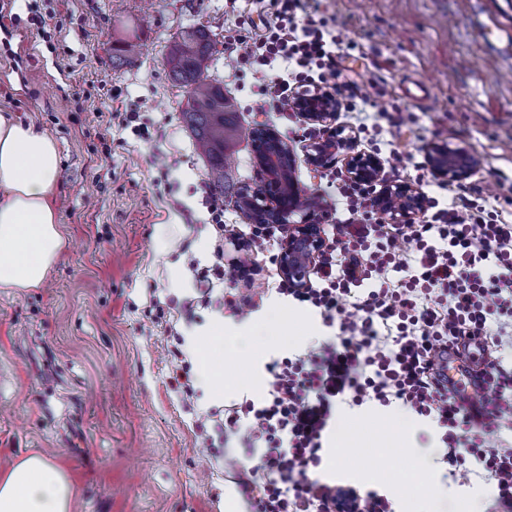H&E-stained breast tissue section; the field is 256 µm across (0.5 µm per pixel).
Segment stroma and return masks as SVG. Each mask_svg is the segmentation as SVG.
<instances>
[{
  "label": "stroma",
  "mask_w": 512,
  "mask_h": 512,
  "mask_svg": "<svg viewBox=\"0 0 512 512\" xmlns=\"http://www.w3.org/2000/svg\"><path fill=\"white\" fill-rule=\"evenodd\" d=\"M225 0H0V109L35 122L56 142L63 251L45 284L0 288V470L38 454L73 488L74 512H224L234 489L228 460L238 437L213 412L261 402L267 366L336 336L317 309L277 293L280 235L235 284L251 312L246 335L225 343L220 361L247 352L231 387L207 383L195 341L227 318L218 298H196L194 271L232 262L255 226L224 200L216 228L200 184L207 164L181 112L186 97L165 59L174 34L203 25L223 43L233 17ZM317 14L339 41L341 107L321 125L342 132L347 153L378 157L377 188L408 182L440 207L455 185L432 176L426 148L465 147L480 166L465 183L512 224V0H319ZM137 29L140 52L112 65V39ZM211 78L238 103L246 129H275L297 159L302 193L322 184L310 166V121L258 108L250 68L229 70L223 50ZM433 93L413 98L417 81ZM136 112L149 136L110 125ZM193 391L170 389L178 359ZM362 423L403 436L389 473L349 450L345 473L330 448L310 479L387 498L393 512H505L493 483L448 478L441 431L401 403L340 405L328 433Z\"/></svg>",
  "instance_id": "obj_1"
}]
</instances>
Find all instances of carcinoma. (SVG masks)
<instances>
[{"label":"carcinoma","mask_w":512,"mask_h":512,"mask_svg":"<svg viewBox=\"0 0 512 512\" xmlns=\"http://www.w3.org/2000/svg\"><path fill=\"white\" fill-rule=\"evenodd\" d=\"M130 38L131 34L125 33L112 43V66L126 63L133 48ZM213 52L212 32L203 25H189L172 37L166 63L170 77L187 97L182 111L183 123L210 167L213 193L222 197L230 180L232 147L241 136V130L235 120L234 102L224 95V84L205 76ZM235 204L245 213L255 214L261 210L254 194H237Z\"/></svg>","instance_id":"1"}]
</instances>
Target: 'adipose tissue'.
I'll use <instances>...</instances> for the list:
<instances>
[{
    "label": "adipose tissue",
    "instance_id": "obj_1",
    "mask_svg": "<svg viewBox=\"0 0 512 512\" xmlns=\"http://www.w3.org/2000/svg\"><path fill=\"white\" fill-rule=\"evenodd\" d=\"M61 158L35 123L0 111V288H37L65 244L56 186ZM63 471L32 455L0 475V512H71Z\"/></svg>",
    "mask_w": 512,
    "mask_h": 512
}]
</instances>
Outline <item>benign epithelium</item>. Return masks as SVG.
Returning a JSON list of instances; mask_svg holds the SVG:
<instances>
[{"mask_svg":"<svg viewBox=\"0 0 512 512\" xmlns=\"http://www.w3.org/2000/svg\"><path fill=\"white\" fill-rule=\"evenodd\" d=\"M296 109L313 122H322L330 118L340 108L339 99L320 93L302 94L295 102ZM256 130L263 133L270 141V148L256 151V159L264 174V181L272 182V172L279 162L288 163L289 168L295 167V158L277 134L266 126H258ZM345 141L340 138H329L316 143L307 155L309 164L325 166L344 149ZM430 169L434 177L450 183L463 180L477 169L474 157L463 147L451 148L446 143H433L428 147ZM349 177L361 184H372L378 180L382 164L372 155L359 154L348 158L346 162ZM264 194L273 201L270 206L263 207L268 218L255 221L256 228L262 229L267 224H278L284 229V239L278 266L283 276L294 284H300L310 270L311 262L323 249L325 242L318 232L320 217L311 213L302 214L300 221L292 220L295 206L291 203L299 195L295 181L288 183V188L268 191ZM397 199L399 205L391 206L390 201ZM373 209L388 224H411L423 209V196L420 190L409 183H396L388 186L373 200Z\"/></svg>","mask_w":512,"mask_h":512,"instance_id":"7a95c632","label":"benign epithelium"}]
</instances>
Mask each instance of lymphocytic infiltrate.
Masks as SVG:
<instances>
[{
	"instance_id": "1",
	"label": "lymphocytic infiltrate",
	"mask_w": 512,
	"mask_h": 512,
	"mask_svg": "<svg viewBox=\"0 0 512 512\" xmlns=\"http://www.w3.org/2000/svg\"><path fill=\"white\" fill-rule=\"evenodd\" d=\"M267 15L262 32L251 14H234L224 53L235 68L261 76L260 95L271 112L287 113L300 92L336 86V38L315 20L309 0H253ZM251 40L248 55L235 46ZM375 186L328 174L320 200L337 196L353 221L332 225L313 262L316 285L280 294L318 309L337 341L269 365L267 403L241 404L224 420L228 434L259 462H231L252 512H391L387 499L351 486L310 481L322 462V434L337 402L401 401L435 419L442 430L450 475L494 481L512 512V448L497 433L512 428V368L497 358L512 346V224L476 201L425 213L417 224H382L371 201ZM479 340L469 357L480 364L477 405L465 406L437 362Z\"/></svg>"
}]
</instances>
